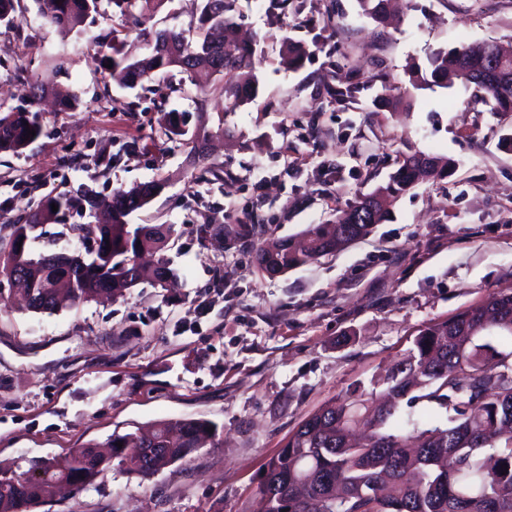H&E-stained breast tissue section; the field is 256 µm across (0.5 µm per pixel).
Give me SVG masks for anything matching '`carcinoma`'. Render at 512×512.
I'll use <instances>...</instances> for the list:
<instances>
[{
    "instance_id": "carcinoma-1",
    "label": "carcinoma",
    "mask_w": 512,
    "mask_h": 512,
    "mask_svg": "<svg viewBox=\"0 0 512 512\" xmlns=\"http://www.w3.org/2000/svg\"><path fill=\"white\" fill-rule=\"evenodd\" d=\"M166 0H107L126 16L153 12ZM375 21L384 18L387 0H359ZM102 0H47L39 15L62 31L79 27ZM235 0H204L197 24L188 29H164L151 50L130 57L123 42L109 45L112 78L134 88L159 72L174 67L193 78L207 64L223 70L253 69L252 48L237 37ZM281 60L298 66L302 52L283 38ZM484 48L480 43L453 47L431 62L430 76H413L416 86L473 89V104L490 112L512 108V78L495 85L482 80ZM250 80L224 90L225 111L253 99ZM177 112L164 115V135L186 134ZM41 133L36 111L0 110V151L20 153ZM416 155L405 156L386 184L375 194L396 200L415 186L419 177ZM160 181L117 189L110 196L82 194L41 199L36 212L12 224L5 247H0V274L20 271L29 309L57 310L62 300L72 305L91 302L104 293L116 294L140 284L164 287L174 276L165 255L173 229L165 224H131L128 216L141 209L138 198L151 194ZM58 205L52 211L51 204ZM76 210L92 221L72 231L96 245L90 261L72 266V256L34 252L31 232L58 223L59 214ZM363 211L368 223L354 232L367 236L371 224L390 216L389 205L362 196L347 206L334 224L309 229L307 240H272L257 253L259 269L279 274L311 263L339 248L337 225L350 212ZM22 246H17V243ZM111 249H106V246ZM512 338V289L489 295L481 303L450 318L431 323L414 337L401 363L372 380V391H353L305 419L267 464L256 512H512V351L498 350L492 340ZM427 402L446 416L444 424L412 422L418 447L387 430L404 398ZM218 426L206 419L163 420L153 429L114 433L106 442V457L94 446L63 456L33 461L28 469L0 467V512H30L38 507L43 486L52 483L67 494L82 488L110 469L117 458L125 468L145 475L147 464L159 471L215 442ZM123 446L118 447L116 443Z\"/></svg>"
}]
</instances>
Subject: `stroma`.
I'll return each mask as SVG.
<instances>
[{
	"mask_svg": "<svg viewBox=\"0 0 512 512\" xmlns=\"http://www.w3.org/2000/svg\"><path fill=\"white\" fill-rule=\"evenodd\" d=\"M202 0H166L139 24L116 8L69 33L19 0L0 24V108L30 107V85L67 92L41 115L22 154L0 152V241L53 194L164 180L130 215L169 224L178 285H138L105 303L33 312L0 302V465L68 453L159 420L204 418L219 444L154 475L113 462L77 495L47 493L35 512H255L269 460L323 404L369 388L418 331L512 288V112L474 110L463 88H414L432 57L464 44L512 43V0H393L378 23L358 0H237L255 50L257 94L224 109L240 72L213 76L205 109L178 70L128 89L113 81L112 39L146 53L156 33L188 24ZM304 48L281 62L283 40ZM352 85L339 102L328 86ZM179 112L223 129L198 172L184 141L160 127ZM434 154L452 173L420 181L385 223L335 255L272 277L256 254L335 221L384 184L404 154ZM77 212L49 224L38 251L86 249ZM224 230L223 246L200 231Z\"/></svg>",
	"mask_w": 512,
	"mask_h": 512,
	"instance_id": "1",
	"label": "stroma"
}]
</instances>
